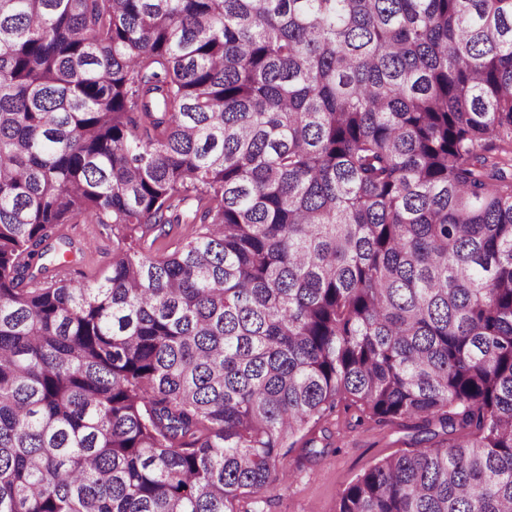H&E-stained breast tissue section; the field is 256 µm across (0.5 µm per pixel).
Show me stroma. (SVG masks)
<instances>
[{
	"label": "stroma",
	"instance_id": "35a3bbf8",
	"mask_svg": "<svg viewBox=\"0 0 512 512\" xmlns=\"http://www.w3.org/2000/svg\"><path fill=\"white\" fill-rule=\"evenodd\" d=\"M57 235L72 238L82 259L74 282L90 284L112 259V238L98 224H62ZM421 422H375L356 407L338 404L334 413L298 435L288 456L290 478L266 494L265 512H336L338 496L357 475L378 461L415 448Z\"/></svg>",
	"mask_w": 512,
	"mask_h": 512
}]
</instances>
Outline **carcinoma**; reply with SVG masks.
Returning <instances> with one entry per match:
<instances>
[{
  "label": "carcinoma",
  "mask_w": 512,
  "mask_h": 512,
  "mask_svg": "<svg viewBox=\"0 0 512 512\" xmlns=\"http://www.w3.org/2000/svg\"><path fill=\"white\" fill-rule=\"evenodd\" d=\"M340 401L468 435L336 512H512V0H0V512H262ZM55 232L72 238L76 248L83 251L81 263L70 271L74 282L91 284L98 279L112 259V236L101 224H61Z\"/></svg>",
  "instance_id": "carcinoma-1"
}]
</instances>
